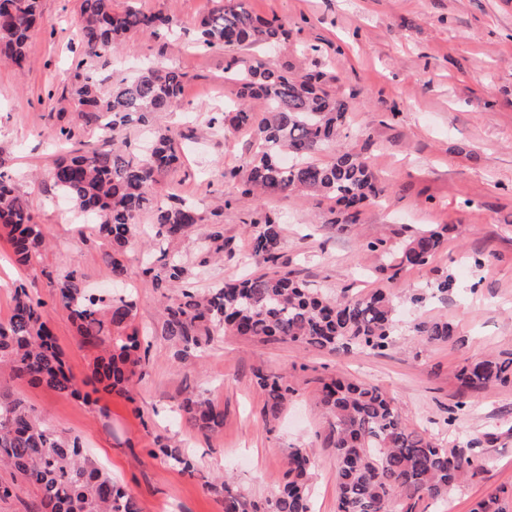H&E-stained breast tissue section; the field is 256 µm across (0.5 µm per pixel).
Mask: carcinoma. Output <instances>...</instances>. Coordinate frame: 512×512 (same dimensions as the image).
I'll return each mask as SVG.
<instances>
[{
	"instance_id": "1",
	"label": "carcinoma",
	"mask_w": 512,
	"mask_h": 512,
	"mask_svg": "<svg viewBox=\"0 0 512 512\" xmlns=\"http://www.w3.org/2000/svg\"><path fill=\"white\" fill-rule=\"evenodd\" d=\"M213 3L197 22L202 47H270L288 36L283 21L252 14L244 0ZM80 16V58L70 95L77 117L83 125L96 127L102 145L79 140L71 125L59 127L57 140L73 149L55 161L50 181L77 211L98 222L100 236L112 247L104 260L119 283L124 275L122 256L143 214L153 216L155 237L164 241L185 236L203 221L193 204L175 193L163 197L156 189L158 176L175 172L184 163L181 143L170 130L155 127V119L179 105L185 74L152 62L134 79L113 84L112 93L104 96L103 79L91 61L127 47L135 35L169 31L173 21L161 12L118 7L116 0H80ZM40 18V0H0L1 62L23 69L29 34ZM224 72L238 85V102L211 117L210 129L222 130L226 124L247 127L258 141V150L242 166L224 169V179L238 182L241 194L261 198L313 193L334 201L344 222L353 224L360 207L385 191L381 175L357 154L339 151L327 163L314 159L336 146L348 123L349 105L323 87V72L307 69L291 75L265 59L236 56ZM258 112L262 117L256 116ZM133 122L149 131L143 151L130 149L123 137ZM222 216L221 208L211 213L210 230L201 246L210 257L224 256ZM0 226L16 262L36 271L46 227L36 221L6 171H0ZM250 226L251 254L269 266L265 273L200 292L188 287L193 271L177 258L164 261L158 269L145 268L155 287L163 289V330L177 358L185 360L203 351L221 332L334 352L381 354L393 344L398 308L391 293L378 288L330 297L279 266V220L258 212ZM447 234L448 225L439 224L401 247L384 239L370 241L367 247L380 253V272L394 280L407 269L426 265ZM57 299L82 342L99 351L89 377L95 390L130 396L132 379L146 360L134 326L136 300L129 294L89 293L78 267L58 282ZM416 331L427 343L446 342L454 336L446 321L422 323ZM3 370L13 379L51 391L89 397L81 390L83 381L66 366L44 318L43 302L33 297L24 282L14 289L9 317L0 321ZM256 379L272 414L296 393L282 376L259 370ZM457 379L468 389L511 387L512 354L472 361L458 371ZM317 399L328 416L327 444L336 453V512H415L419 501L448 498L485 467V459L444 448L430 436L409 429L393 402L375 385L330 377L321 382ZM179 411L201 433L224 426V409L207 399L186 396ZM154 444L153 452L162 454L178 472L202 477L192 455L161 437ZM314 466L307 449H294L283 484L263 505L248 503L223 478L205 480L203 486L220 497L223 512H313L310 477ZM0 467L12 469L24 484L38 489L45 512H141L134 494L103 473L78 439L57 433L4 389H0ZM511 506L512 486H500L477 502L473 512H509Z\"/></svg>"
}]
</instances>
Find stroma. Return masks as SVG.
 Instances as JSON below:
<instances>
[{
    "label": "stroma",
    "mask_w": 512,
    "mask_h": 512,
    "mask_svg": "<svg viewBox=\"0 0 512 512\" xmlns=\"http://www.w3.org/2000/svg\"><path fill=\"white\" fill-rule=\"evenodd\" d=\"M169 15L173 33L135 36L129 49L97 61L111 77L132 78L139 65L162 60L186 75L182 105L156 123L181 135L185 163L160 176V193L174 191L206 218L224 210V258L205 261L200 249L209 225H195L171 250L193 266V285L204 290L266 272L249 258L247 220L264 211L282 224L281 260L298 275L336 296L345 289L394 293L399 333L381 354L310 351L280 340L218 335L205 351L175 359L158 313L159 289L146 265L142 238L124 255V287L137 300L135 323L146 334L149 362L133 378L130 398L83 400L60 396L9 377L10 389L57 431L83 448L138 498L142 512H222L219 498L200 480L181 475L150 456L155 436L193 453L205 475H229L245 498L264 502L284 480L290 453L315 458L314 512H335V452L325 442L328 418L317 401L322 378L344 376L380 387L412 429L446 448H475L487 464L455 489L445 505L422 500L416 512H472L495 488L512 484V388L475 392L455 374L465 362L512 353V0H245L254 14L288 21V37L266 58L293 72L318 64L326 88L350 106L342 144L368 157L385 180L377 203L356 223L339 221L334 201L292 193L260 199L225 182V168L253 149L251 131L231 127L204 134L208 119L237 99L226 79L230 55L197 44V20L211 0H138ZM43 23L31 32L23 70L0 62V169L17 187L48 245L38 258L44 276L29 287L44 303L67 366L86 376L96 355L84 345L53 281L80 268L87 287L106 291L110 245L95 225L73 219L59 203L48 174L62 150L53 135L77 124L69 89L79 56L75 34L79 0H42ZM316 54H308L309 46ZM432 224L451 230L423 267L398 279L381 274L382 259L368 241L386 237L400 246ZM452 276L448 294L437 280ZM426 293L423 303L411 297ZM442 319L453 343H424L417 324ZM283 375L297 395L277 415L264 411L257 369ZM224 410L221 430L205 435L181 420L186 392Z\"/></svg>",
    "instance_id": "35a3bbf8"
}]
</instances>
